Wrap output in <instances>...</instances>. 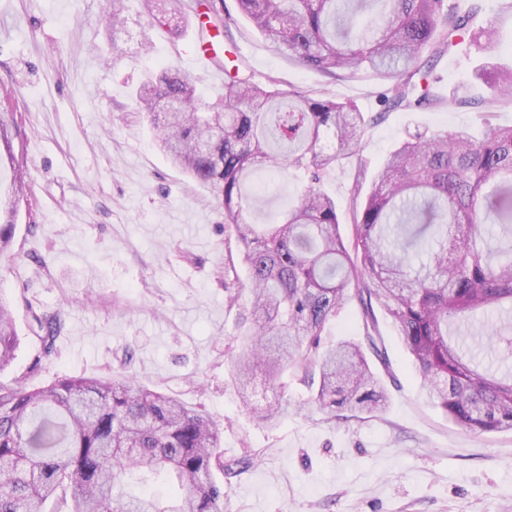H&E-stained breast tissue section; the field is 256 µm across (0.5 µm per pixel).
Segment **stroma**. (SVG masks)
<instances>
[{"label": "stroma", "mask_w": 512, "mask_h": 512, "mask_svg": "<svg viewBox=\"0 0 512 512\" xmlns=\"http://www.w3.org/2000/svg\"><path fill=\"white\" fill-rule=\"evenodd\" d=\"M126 22L112 31L102 0H0V110L15 113L14 153L26 166L16 204L13 251L0 257V296L10 304L19 343L0 383L42 387L64 377H109L126 351L149 385L198 407L222 432L225 460H254L224 483V512H512V432L472 435L422 395L391 321L378 326L390 359L386 409L328 422L303 409L308 393L280 395L254 381L244 407L231 380L229 347L247 296L229 305L231 266L224 211L160 152L130 90L147 69L175 65L204 101L224 83L192 65L195 29L172 39L175 18L148 15L125 0ZM259 86L277 78L316 96L354 101L369 119L356 157L339 161L328 190L350 219V189L371 181L404 138L418 131L480 126L477 106L385 109L386 83L370 72L332 77L280 54L245 17L214 40ZM486 51L463 41L432 62L439 94L475 78ZM298 181L280 174L253 224L272 223L296 200ZM24 279H17L15 266ZM60 310L56 352L43 359L29 330V304ZM287 398L277 424L265 408Z\"/></svg>", "instance_id": "1"}]
</instances>
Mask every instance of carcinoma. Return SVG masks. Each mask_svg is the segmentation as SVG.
I'll use <instances>...</instances> for the list:
<instances>
[{"mask_svg": "<svg viewBox=\"0 0 512 512\" xmlns=\"http://www.w3.org/2000/svg\"><path fill=\"white\" fill-rule=\"evenodd\" d=\"M148 12L187 20L204 5L206 28L227 29L234 18L207 2L144 0ZM275 49L301 66L335 76L372 69L391 81L388 108L443 103L430 70L411 62L425 49L439 58L468 37L488 49L493 23L471 20L482 0L461 12L448 0H236ZM124 0H108L112 30L124 25ZM373 10L362 25L359 17ZM489 96L481 100L480 136L461 128L410 135L384 159L366 196L351 189V233L342 232L336 200L322 186L336 163L360 149L367 125L352 101L315 98L271 81L261 88L224 69V95L203 101L175 66L149 71L134 89L138 111L160 148L224 208V231L234 240L251 293L245 334L233 358V382L261 375L288 391L286 374L310 392L307 405L329 421L340 412H381L388 401L369 356L389 360L375 309L396 326L430 403L472 434L512 431V372L478 360L460 341L461 327L493 310L512 311V126L493 122L512 105V67L489 60L479 70ZM14 113L0 112V147L12 176L0 198V256L12 250L24 162L14 154ZM275 177L292 168L303 183L281 222L264 228L246 214L260 195L257 168ZM507 241L483 247L488 224ZM434 239L431 259L411 271L410 250ZM360 307L366 344L325 345L327 326L351 303ZM59 312L31 310L30 330L42 355L55 350ZM491 346L512 353L506 327L488 333ZM18 334L0 297V371L14 360ZM253 460L224 463L218 424L202 410L142 385L129 370L107 379L64 378L45 387L0 383V512H224V482ZM162 474L179 492L158 498L130 494L135 476Z\"/></svg>", "mask_w": 512, "mask_h": 512, "instance_id": "obj_1", "label": "carcinoma"}]
</instances>
